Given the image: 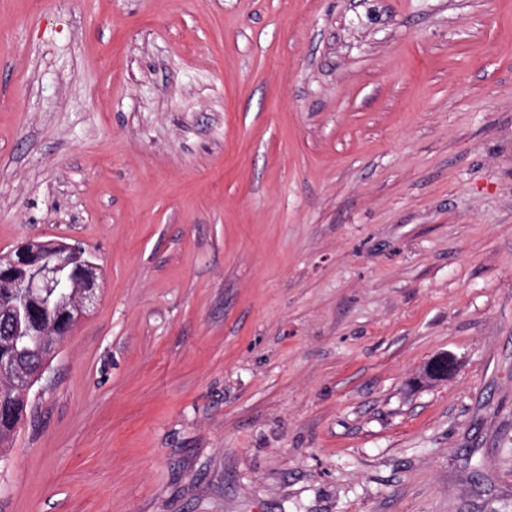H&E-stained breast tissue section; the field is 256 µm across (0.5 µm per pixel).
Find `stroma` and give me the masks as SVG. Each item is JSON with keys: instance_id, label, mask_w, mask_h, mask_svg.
I'll return each mask as SVG.
<instances>
[{"instance_id": "stroma-1", "label": "stroma", "mask_w": 512, "mask_h": 512, "mask_svg": "<svg viewBox=\"0 0 512 512\" xmlns=\"http://www.w3.org/2000/svg\"><path fill=\"white\" fill-rule=\"evenodd\" d=\"M30 238L100 300L0 512H512V0H0ZM456 358L447 352L436 355L428 364L424 377L444 381L450 377L456 368Z\"/></svg>"}]
</instances>
